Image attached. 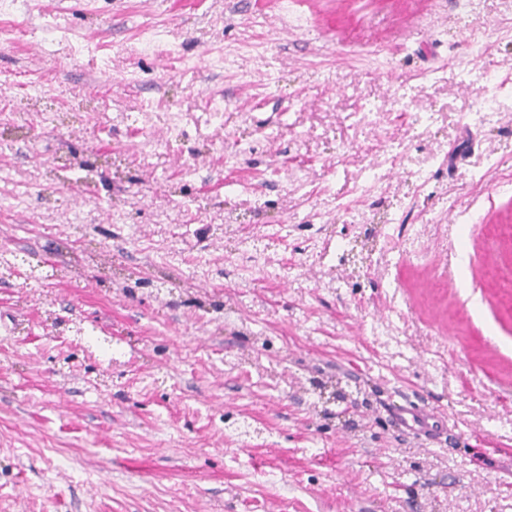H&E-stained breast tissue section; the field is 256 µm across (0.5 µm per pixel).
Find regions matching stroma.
Segmentation results:
<instances>
[{
    "label": "stroma",
    "mask_w": 512,
    "mask_h": 512,
    "mask_svg": "<svg viewBox=\"0 0 512 512\" xmlns=\"http://www.w3.org/2000/svg\"><path fill=\"white\" fill-rule=\"evenodd\" d=\"M1 114L0 512H512V0H14ZM392 421L404 432L419 438L433 439L445 418L439 413L426 410L411 400L393 405L390 413Z\"/></svg>",
    "instance_id": "stroma-1"
}]
</instances>
